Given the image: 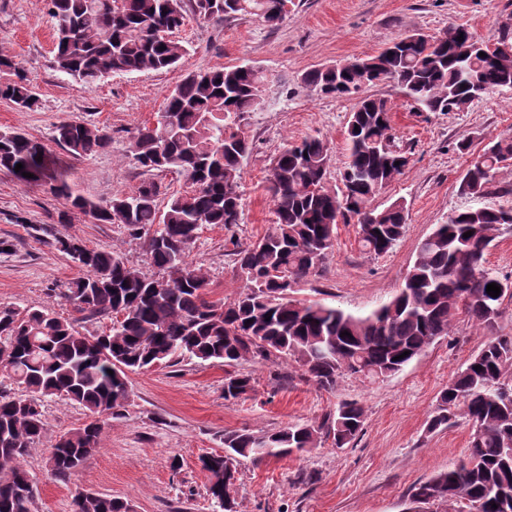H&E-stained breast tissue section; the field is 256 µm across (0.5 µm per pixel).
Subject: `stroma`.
I'll return each instance as SVG.
<instances>
[{"mask_svg":"<svg viewBox=\"0 0 512 512\" xmlns=\"http://www.w3.org/2000/svg\"><path fill=\"white\" fill-rule=\"evenodd\" d=\"M507 23L512 24V0H295L291 14L274 29L257 19L205 21L191 15L177 34L189 51L182 67L115 74L83 86L53 67V21L41 0H0V51L20 64L38 97L30 110L0 100V130L42 143L53 161L68 169L78 193L104 201L142 181L129 153L130 138L153 121L185 72L242 62L263 70V103L247 119L253 149L241 166V221L229 230L203 227L190 253L208 275L209 298L229 303L245 286L230 254L233 244L249 245L272 225V157L285 144L326 139L333 186L346 161V129L356 99L311 91L303 75L370 58L416 31L438 36L462 26L478 41L494 45ZM364 92L388 101L398 143L411 157L404 173L374 200L381 208L403 202L406 231L391 252L374 257L359 250L355 223L337 224L323 271L300 280L291 291L294 299L354 314L389 301L402 286L419 242L452 213L474 206V198L459 190L471 159L491 139L512 135V91L483 96L459 112L409 105L400 86L389 80L366 86ZM64 120L105 129L112 137L110 147L73 158L53 140L56 125ZM63 213L68 216L64 224L58 221ZM39 225L91 248L118 249L130 265L152 271L141 241L120 225L98 224L67 208L48 183L23 184L0 171V240L10 244L0 253V306L71 312L50 291L67 287L79 271L66 255L34 237L32 229ZM484 341L482 330L461 315L449 335L399 373L376 383L347 376L332 391L305 381L297 365L245 361L239 369L252 375L255 389L229 401L219 361L185 360L129 374L125 414L106 421L101 448L67 484L48 470L49 440L82 426L87 415L68 399H48L49 438L25 462L38 489L34 512H72L73 498L81 491L129 499L135 512H213L199 458L223 451L225 431L261 434L318 422L344 400L358 401L366 410L360 436L342 448L326 440L307 452L242 461L237 512H409L414 485L466 454L467 422L432 432L428 420L440 391ZM176 459L181 462L177 470L172 467Z\"/></svg>","mask_w":512,"mask_h":512,"instance_id":"stroma-1","label":"stroma"}]
</instances>
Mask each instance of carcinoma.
<instances>
[{
    "mask_svg": "<svg viewBox=\"0 0 512 512\" xmlns=\"http://www.w3.org/2000/svg\"><path fill=\"white\" fill-rule=\"evenodd\" d=\"M44 2L54 20L53 66L93 86L114 73L180 66L188 51L175 33L189 12L202 19L257 18L275 28L288 17L293 0ZM402 41L398 54L385 48L366 60L313 69L303 83L323 94L345 95L392 80L408 101L429 112L459 111L486 94L512 89L508 27L494 48L460 27L439 37L412 33ZM465 46L472 53H458ZM488 54L503 61L495 63ZM0 71L15 76L0 82V100L33 108L36 94L12 56L0 54ZM264 82L263 71L246 64L187 72L165 97L163 120L131 137L132 159L149 178L134 192L105 202L75 193L40 142L0 133V171L23 184L48 182L55 195L95 223L121 225L143 241L149 264L162 272L149 277L116 251L55 237L50 245L81 271L61 294L72 315L47 308L0 309V376L21 388L18 393L0 390V512H31L35 486L23 461L47 432L43 407L48 398L65 397L89 417L51 444L50 473L69 482L100 447L105 421L126 410L130 372L185 358L221 360L226 367L255 359L292 360L307 380L332 391L345 374L375 382L402 371L437 338L449 335L460 314L491 336L440 391L429 429L445 428L461 416L471 428L469 446L457 464L415 486L411 498L431 500L444 512L475 507L512 512V379L505 380L512 367V337L494 335L501 305L512 299V280L500 277L486 261L498 234L512 229V208L488 205L452 213L420 242L404 286L367 315L290 297L294 284L322 268L339 221L356 220L359 246L378 257L405 233L404 203L372 205L410 163L395 143L386 100L362 97L351 113L340 188L327 183L330 147L320 138L286 145L274 156L268 187L272 227L231 253L245 289L228 304L208 298L207 276L190 252L203 226L229 230L241 221V164L253 146L246 120L260 105ZM54 140L81 158L106 150L111 136L96 126L63 121ZM396 156L402 158L398 165ZM510 159L512 136L492 140L471 161L460 192L476 198L497 193L495 171ZM18 163L23 168L17 172ZM172 170L186 176L189 189L162 204L153 175ZM25 172L33 177H24ZM469 231L472 235L463 237ZM490 283L500 287L499 296L488 295ZM105 319L112 327L100 335L80 331L84 323ZM403 353L406 357L399 358ZM252 390L247 375L233 372L224 379L226 400ZM364 421L359 402L342 401L317 425L295 423L265 434L226 431L224 451L199 458L208 474V494L222 512H235V498L226 489L238 482L242 460L307 452L324 439L342 448L359 436ZM73 512H134V506L127 499L83 492L74 497Z\"/></svg>",
    "mask_w": 512,
    "mask_h": 512,
    "instance_id": "obj_1",
    "label": "carcinoma"
}]
</instances>
